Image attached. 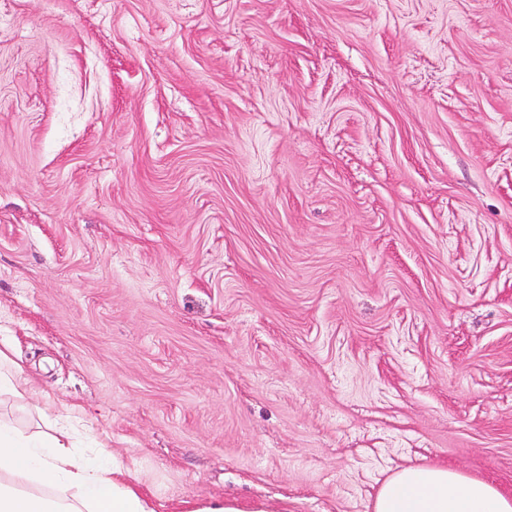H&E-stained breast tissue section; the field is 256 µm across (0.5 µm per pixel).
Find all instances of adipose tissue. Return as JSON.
Wrapping results in <instances>:
<instances>
[{"instance_id":"adipose-tissue-1","label":"adipose tissue","mask_w":512,"mask_h":512,"mask_svg":"<svg viewBox=\"0 0 512 512\" xmlns=\"http://www.w3.org/2000/svg\"><path fill=\"white\" fill-rule=\"evenodd\" d=\"M68 440L0 424V512H151L110 456L84 460ZM373 512H512V497L442 465H408L381 485Z\"/></svg>"}]
</instances>
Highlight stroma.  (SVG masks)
Returning <instances> with one entry per match:
<instances>
[{
	"label": "stroma",
	"instance_id": "1",
	"mask_svg": "<svg viewBox=\"0 0 512 512\" xmlns=\"http://www.w3.org/2000/svg\"><path fill=\"white\" fill-rule=\"evenodd\" d=\"M0 342L152 512L512 496V0H0ZM373 512H512V497L442 465H408L381 485Z\"/></svg>",
	"mask_w": 512,
	"mask_h": 512
}]
</instances>
